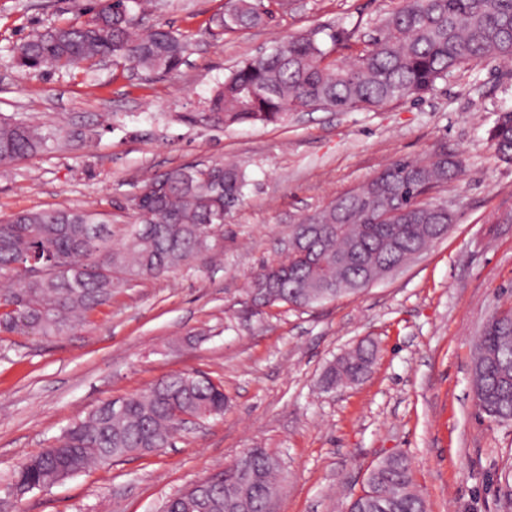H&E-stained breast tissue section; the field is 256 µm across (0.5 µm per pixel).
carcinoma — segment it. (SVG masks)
<instances>
[{
	"mask_svg": "<svg viewBox=\"0 0 512 512\" xmlns=\"http://www.w3.org/2000/svg\"><path fill=\"white\" fill-rule=\"evenodd\" d=\"M145 0H101L87 19L54 26L14 48L19 66L33 71L76 69L101 57L134 64L144 72L178 69L190 37L151 26L141 29ZM261 0H229L212 19L222 31L262 24ZM331 50L316 34L291 37L239 65L217 84L206 102L207 118L226 127L280 124L294 112H350L418 98L455 71L489 59H512V0H404L380 21L368 48L350 61H328ZM497 156L512 162V112L499 114L488 131ZM56 132L0 119V165L48 149ZM463 168L443 154L427 160L401 158L355 191L336 198L293 226L288 255L249 278L254 307L310 308L335 301L382 278L391 263L411 259L437 242L449 211L426 201ZM248 185L232 163L185 165L143 182L133 200L136 223L125 240L112 243L110 220L100 213L52 209L0 219V272L18 278L0 289V330L41 335L62 332L112 297V274L158 277L189 263L209 248L211 230L224 223V202L237 206ZM324 226L311 229L314 220ZM361 283V288L353 283ZM377 349L366 341L329 364L326 392L360 382ZM477 406L499 422L512 421V310L493 316L477 337L471 367ZM121 413L107 402L69 428L61 441L24 461L10 492L23 495L125 456L172 445L185 415L206 419L224 412V390L211 379L180 373L121 400ZM256 475L237 485L251 512H268L276 495L280 463L264 448H252L224 470L228 483L241 466ZM168 512H231L219 496L202 505L184 492L166 502ZM349 512H428L416 491L407 457L394 454L370 469L364 492Z\"/></svg>",
	"mask_w": 512,
	"mask_h": 512,
	"instance_id": "obj_1",
	"label": "carcinoma"
}]
</instances>
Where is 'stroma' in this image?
Returning a JSON list of instances; mask_svg holds the SVG:
<instances>
[{"mask_svg": "<svg viewBox=\"0 0 512 512\" xmlns=\"http://www.w3.org/2000/svg\"><path fill=\"white\" fill-rule=\"evenodd\" d=\"M403 0H264L266 22L220 33L226 0H152L145 22L192 38L178 70L114 64L29 72L13 48L77 19L90 0H0V115L62 134L0 167V219L76 209L110 215L114 241L134 223L145 178L231 160L245 198L210 250L158 278L120 282L110 302L58 336L0 332V512H160L163 503L261 446L281 464L274 512H348L367 470L400 453L429 512H512V422L481 414L473 341L512 308V164L488 138L512 110V60L454 72L422 97L351 112H296L279 125L224 127L202 117L218 81L275 42L343 33L335 58L366 48ZM460 156L430 193L454 222L447 237L353 296L296 309L251 308L245 286L278 260L294 224L366 185L400 157ZM377 347L363 382L323 391L324 367L359 342ZM197 372L224 387L223 414L172 446L94 466L17 499L18 466L102 403Z\"/></svg>", "mask_w": 512, "mask_h": 512, "instance_id": "1", "label": "stroma"}]
</instances>
